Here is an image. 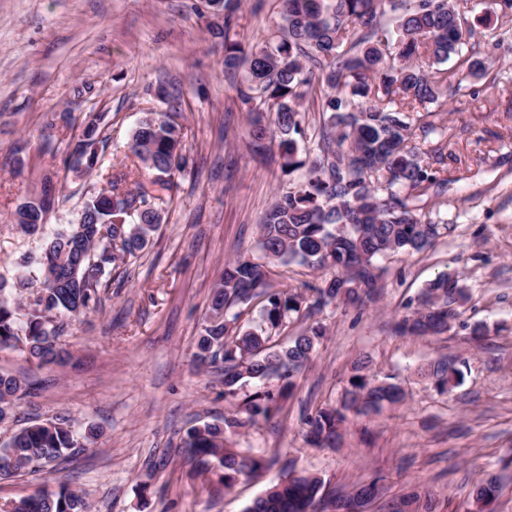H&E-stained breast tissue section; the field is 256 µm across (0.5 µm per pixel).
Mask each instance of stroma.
Masks as SVG:
<instances>
[{"instance_id":"obj_1","label":"stroma","mask_w":512,"mask_h":512,"mask_svg":"<svg viewBox=\"0 0 512 512\" xmlns=\"http://www.w3.org/2000/svg\"><path fill=\"white\" fill-rule=\"evenodd\" d=\"M466 19L471 46L490 63L463 95L435 113L431 147L443 150L439 182L421 196L422 215L445 225L413 255L379 259L380 297L363 308L335 304L316 318L295 316L285 336L322 322L327 336L270 420L230 435L269 464L225 490L193 477L177 451L182 433L230 405L215 370L192 354L209 297L228 260L257 250L258 225L278 193L301 179L277 153L247 147L249 115L224 71V18L205 0H0V278L12 281L23 255L47 230L73 221L102 182L68 166L70 143L88 113H105L97 144L104 166L121 169L133 130L149 112H173L189 166L176 180L153 244L126 270H113L96 310L70 320L65 365L39 369L18 350H0V372L34 383L0 442L30 421L66 416L95 425L100 438L52 470L0 480V503L66 482L90 512H244L291 468L317 474L325 497L377 481L365 512H399L419 493L420 512H474L473 492L489 478L500 489L492 512H512V22ZM273 0H242L236 38L246 47L275 38ZM52 178L58 194L46 230L26 234L16 207ZM468 299L445 335H398L395 320L441 273ZM483 324L487 336L472 329ZM467 363L463 383L440 394L419 370L440 358ZM368 375H396L405 402L350 417L341 443H305L302 419L338 405L357 360Z\"/></svg>"}]
</instances>
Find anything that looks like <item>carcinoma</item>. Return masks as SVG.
I'll use <instances>...</instances> for the list:
<instances>
[{
    "label": "carcinoma",
    "mask_w": 512,
    "mask_h": 512,
    "mask_svg": "<svg viewBox=\"0 0 512 512\" xmlns=\"http://www.w3.org/2000/svg\"><path fill=\"white\" fill-rule=\"evenodd\" d=\"M240 0H208L224 11V67L239 74L236 90L249 112L251 145L257 153L277 145L284 173L307 170L268 208L259 224L258 254L224 265L210 297L209 312L197 336L193 359L199 367L224 364V399L255 390L224 418L187 429L178 448L201 475H217L231 490L242 476L265 467L266 460L228 445V434L277 414L294 378L308 364L326 335L320 322L277 346L274 336L290 314L312 316L336 303L364 306L376 301L378 266L386 256L421 252L440 236L436 224L417 212L409 193L424 192L436 181L431 159L437 149L411 144L414 129L423 137L435 131L432 106L458 95L470 78H482L488 60L463 53L471 37L464 14L500 8L512 21V0H278L282 24L278 38L260 47H244L231 34ZM459 66L441 70L436 81L428 70L451 57ZM325 95L318 153H300L294 135L301 132L302 108L316 86ZM99 115L91 114L71 155L83 156L86 170L100 169L96 152ZM135 168L154 175L128 187V173H106L107 187L83 204L74 223L47 238L40 251L23 259L11 285L0 282V349L21 351L42 366L68 355L60 342L62 319H77L97 307L102 277L138 257L153 242L164 221L166 193L188 166L182 126L164 113L151 112L131 135ZM55 190L24 200L15 211L21 231L34 234L37 221L52 212ZM305 265L330 272L311 294L267 288L274 264ZM260 295L265 304L256 325L239 324L242 306ZM458 280L445 273L429 281L411 302L396 330L411 337L450 332L467 300ZM355 364L340 405L321 408L303 419L305 442L334 447L347 413L369 415L402 403L405 390L385 378L371 381ZM440 394L463 380L457 361L446 358L420 369ZM31 394L30 384L0 374V424L13 418L17 401ZM95 429L76 430L64 416L38 420L11 433L0 457L17 472H41L76 448H86ZM320 477L292 470L256 497L244 512H358L379 491L377 481L356 486L339 500L326 501ZM0 512H89L85 497L62 484L56 492L13 500Z\"/></svg>",
    "instance_id": "obj_1"
}]
</instances>
